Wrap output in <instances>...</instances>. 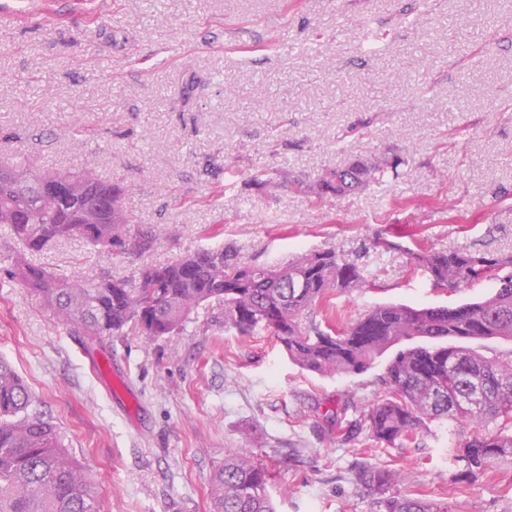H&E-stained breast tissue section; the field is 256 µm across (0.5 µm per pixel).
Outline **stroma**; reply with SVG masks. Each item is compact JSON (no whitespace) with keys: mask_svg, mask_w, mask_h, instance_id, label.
Instances as JSON below:
<instances>
[{"mask_svg":"<svg viewBox=\"0 0 512 512\" xmlns=\"http://www.w3.org/2000/svg\"><path fill=\"white\" fill-rule=\"evenodd\" d=\"M72 2L28 27L0 23V162L94 165L126 186L136 229L167 233L110 254L62 241L34 263L131 279L211 246L254 265L333 247L374 281L314 313L341 323L492 291L434 287L407 253L512 254V0H107L86 17ZM393 157L397 175L319 206L254 179ZM393 225L399 249L368 253ZM16 248L0 224V358L91 473L100 512H211L209 476L235 448L269 466L277 512H377L355 481L364 464L450 512H512L510 461L457 489L447 433L390 448L363 428L332 432L336 409L357 420L380 395L385 358L359 375L305 372L268 331L226 326L216 304L177 335L88 347L10 278ZM93 356L111 357L122 394L97 380Z\"/></svg>","mask_w":512,"mask_h":512,"instance_id":"1","label":"stroma"}]
</instances>
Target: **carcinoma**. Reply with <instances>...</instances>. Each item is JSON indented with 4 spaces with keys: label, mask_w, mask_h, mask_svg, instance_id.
Segmentation results:
<instances>
[{
    "label": "carcinoma",
    "mask_w": 512,
    "mask_h": 512,
    "mask_svg": "<svg viewBox=\"0 0 512 512\" xmlns=\"http://www.w3.org/2000/svg\"><path fill=\"white\" fill-rule=\"evenodd\" d=\"M399 160H356L312 184L292 181L321 202L344 196L397 172ZM125 188L103 181L92 168H36L21 157L0 164V224L12 226L22 249L12 278L41 306L89 341L132 329L154 341L176 335L193 309L224 305V324L243 334L261 327L303 371L362 374L393 349L380 383L383 395L362 421L370 437L388 447L413 442L429 424L475 425L449 451L463 469L454 483L472 481L512 457V357H486L465 341H512V255L423 249L411 263L439 288L483 280L495 288L477 301L452 306L381 304L349 323L311 315L315 307L366 286L358 259L333 249L302 254L286 265H247L224 251L203 249L171 263L140 270L138 286L102 274H55L27 254L51 243L78 241L101 251L147 249L156 233L134 237L123 205ZM393 229L370 250L397 248ZM35 397L9 362L0 359V512H99L94 483L65 448L56 427L34 409ZM357 483L376 496L379 512H448V504L394 490L388 468L366 465ZM272 474L247 449L237 448L210 475L212 512H275Z\"/></svg>",
    "instance_id": "obj_1"
}]
</instances>
